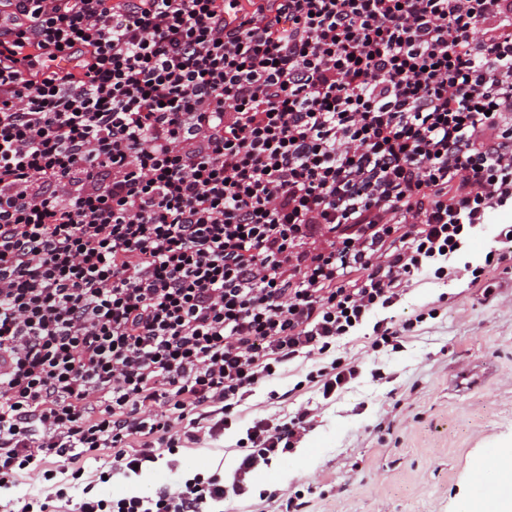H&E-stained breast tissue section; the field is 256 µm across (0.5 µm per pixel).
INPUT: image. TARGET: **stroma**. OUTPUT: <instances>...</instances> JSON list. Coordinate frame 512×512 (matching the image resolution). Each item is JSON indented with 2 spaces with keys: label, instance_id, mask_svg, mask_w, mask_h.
Returning <instances> with one entry per match:
<instances>
[{
  "label": "stroma",
  "instance_id": "1",
  "mask_svg": "<svg viewBox=\"0 0 512 512\" xmlns=\"http://www.w3.org/2000/svg\"><path fill=\"white\" fill-rule=\"evenodd\" d=\"M501 224H512V209L488 216L455 258L457 277L420 276L390 309L397 321L424 317L401 348L371 351L368 325L349 337L360 376L347 389L327 399L297 389L307 367L293 365L244 401L223 438L163 454L138 476L105 483L98 463L87 461L70 496L81 500L87 487L104 498L147 496L197 473L232 475L237 441L254 419H275L306 402L312 427L302 442L250 474L247 492L224 512H276V496L310 484L319 488L310 512H459L476 494L482 463L512 448V270L494 273L486 289L471 285L464 270L496 248ZM476 367L486 371L482 384L456 391L455 375ZM272 390L281 401L269 399Z\"/></svg>",
  "mask_w": 512,
  "mask_h": 512
}]
</instances>
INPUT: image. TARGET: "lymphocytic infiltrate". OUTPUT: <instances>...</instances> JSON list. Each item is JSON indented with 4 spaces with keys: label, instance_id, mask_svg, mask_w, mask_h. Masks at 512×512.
<instances>
[{
    "label": "lymphocytic infiltrate",
    "instance_id": "lymphocytic-infiltrate-1",
    "mask_svg": "<svg viewBox=\"0 0 512 512\" xmlns=\"http://www.w3.org/2000/svg\"><path fill=\"white\" fill-rule=\"evenodd\" d=\"M0 488L133 473L223 436L512 203V0H0ZM299 405L232 479L77 512H212L295 448Z\"/></svg>",
    "mask_w": 512,
    "mask_h": 512
}]
</instances>
